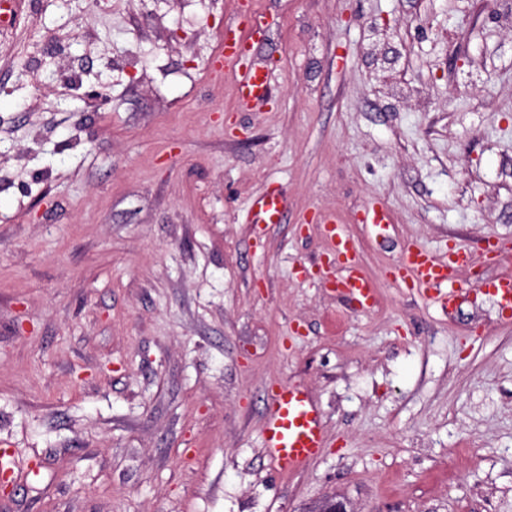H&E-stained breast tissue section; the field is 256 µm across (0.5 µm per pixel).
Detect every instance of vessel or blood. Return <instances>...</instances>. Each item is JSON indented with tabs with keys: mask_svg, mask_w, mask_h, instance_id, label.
I'll return each mask as SVG.
<instances>
[{
	"mask_svg": "<svg viewBox=\"0 0 512 512\" xmlns=\"http://www.w3.org/2000/svg\"><path fill=\"white\" fill-rule=\"evenodd\" d=\"M247 42L225 44L220 59L214 60V71L223 64L235 63L248 55ZM241 103L264 100L269 92L268 75L263 70H243L238 82ZM283 203L278 194L267 193L258 201V214L263 223L281 221ZM377 235L387 236L390 217L381 206H371L362 217ZM333 256L346 271L336 285L337 290L353 303L355 310L367 311L375 299V290L359 268L357 246L343 226L333 225L327 230ZM480 259L468 249L452 248L431 252L418 247L404 252L393 269L396 280L410 287L434 292L440 306H447L452 298L451 288L460 273L474 271ZM485 293L493 296L504 319H512V278L499 277L481 283ZM265 445L276 469L291 472L315 459L323 445L324 429L321 416L308 395L300 387L282 384L271 396V407L265 425Z\"/></svg>",
	"mask_w": 512,
	"mask_h": 512,
	"instance_id": "vessel-or-blood-1",
	"label": "vessel or blood"
}]
</instances>
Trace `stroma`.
Listing matches in <instances>:
<instances>
[{"label":"stroma","instance_id":"35a3bbf8","mask_svg":"<svg viewBox=\"0 0 512 512\" xmlns=\"http://www.w3.org/2000/svg\"><path fill=\"white\" fill-rule=\"evenodd\" d=\"M251 16L271 94L245 105L211 64ZM490 243L483 276L512 277L498 0H31L0 27V447L23 475L0 512H512V321L471 275L446 311L390 276ZM281 382L325 431L286 474ZM258 214L264 224H277L281 221L283 203L276 193H266L257 202ZM363 224L371 226L376 235L386 237L390 227V217L387 210L382 206L372 205L365 210L361 218ZM326 231L334 259L346 270L336 288L353 303L355 310L365 312L373 305L375 290L360 271L357 246L341 225H331Z\"/></svg>","mask_w":512,"mask_h":512}]
</instances>
